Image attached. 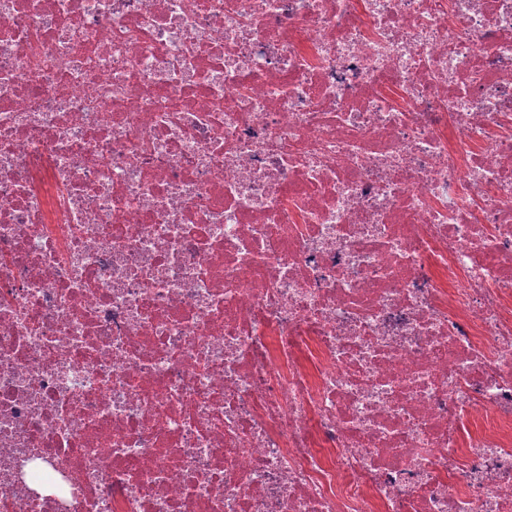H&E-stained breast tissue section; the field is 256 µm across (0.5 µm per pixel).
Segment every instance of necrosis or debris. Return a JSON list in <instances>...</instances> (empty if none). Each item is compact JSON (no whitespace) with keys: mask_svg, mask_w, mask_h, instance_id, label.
Returning a JSON list of instances; mask_svg holds the SVG:
<instances>
[{"mask_svg":"<svg viewBox=\"0 0 512 512\" xmlns=\"http://www.w3.org/2000/svg\"><path fill=\"white\" fill-rule=\"evenodd\" d=\"M0 512H512V0H0Z\"/></svg>","mask_w":512,"mask_h":512,"instance_id":"obj_1","label":"necrosis or debris"}]
</instances>
